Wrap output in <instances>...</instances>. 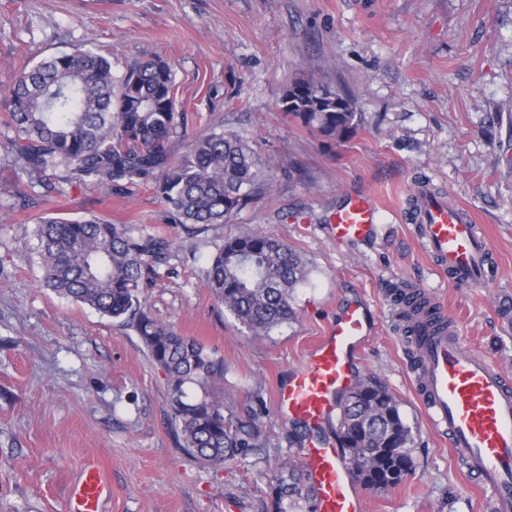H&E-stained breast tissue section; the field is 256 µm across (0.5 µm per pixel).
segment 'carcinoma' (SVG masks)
I'll list each match as a JSON object with an SVG mask.
<instances>
[{
    "label": "carcinoma",
    "mask_w": 512,
    "mask_h": 512,
    "mask_svg": "<svg viewBox=\"0 0 512 512\" xmlns=\"http://www.w3.org/2000/svg\"><path fill=\"white\" fill-rule=\"evenodd\" d=\"M172 90V69L159 57L118 80L112 62L89 50L23 67L0 85L16 131L7 143L16 175L49 191L54 180L120 189L150 178L172 223L228 222L269 189L264 164L247 140L222 130L192 140L171 161V139L185 129ZM283 104L288 118L330 142L345 141L358 126L350 95L313 78L288 87ZM36 235L45 287L136 329L165 372L172 426L192 458L220 467L263 447L257 412L241 415L224 398V356L144 310L140 288L166 262L174 240L95 217H45ZM307 274L299 252L262 233L225 240L205 271L224 308L253 336L295 319L293 295ZM334 436L351 476L367 489H393L413 472L412 430L394 395L373 377L340 399ZM266 495V512H317L307 472L293 459L281 463Z\"/></svg>",
    "instance_id": "1"
}]
</instances>
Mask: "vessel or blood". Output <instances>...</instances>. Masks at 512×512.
<instances>
[{"mask_svg": "<svg viewBox=\"0 0 512 512\" xmlns=\"http://www.w3.org/2000/svg\"><path fill=\"white\" fill-rule=\"evenodd\" d=\"M415 210L421 245L438 274L469 287L497 277L499 265L465 211L425 191L418 193ZM379 223L373 198L353 192L327 229L336 241H362L376 234ZM436 314L437 323L420 326L409 338L416 358L410 372L423 417L447 437L451 454L482 491L485 512H512V374L491 364L446 323L444 305H437ZM373 331L367 304L345 303L306 360L278 386V413L321 427L355 382L361 348ZM306 469L317 490L318 512H364L363 498L333 440L312 444ZM109 492L103 467L88 462L68 495L66 512H102Z\"/></svg>", "mask_w": 512, "mask_h": 512, "instance_id": "b4317fda", "label": "vessel or blood"}]
</instances>
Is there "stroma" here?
<instances>
[{
	"label": "stroma",
	"mask_w": 512,
	"mask_h": 512,
	"mask_svg": "<svg viewBox=\"0 0 512 512\" xmlns=\"http://www.w3.org/2000/svg\"><path fill=\"white\" fill-rule=\"evenodd\" d=\"M84 49L118 78L149 55L168 61L187 118L172 156L220 126L269 161L273 189L229 223L186 226L148 182L49 193L15 179L4 150L15 131L0 106V512H65L93 458L111 488L104 512H265L279 463L303 460L308 446L278 414L275 385L354 296L376 314L359 375L389 388L415 437L412 475L364 490L365 512H480L424 420L394 297L434 293L465 340L512 373V0H0V84L32 59ZM309 77L352 96L359 125L348 141L326 143L285 116V90ZM421 188L485 228L496 279L465 288L432 273L409 213ZM351 192L382 210L372 242L325 233ZM42 216H97L175 240L144 290L147 309L218 349L224 393L237 411L260 412L265 448L219 468L180 448L165 373L135 329L44 287ZM254 232L287 242L309 269L295 320L266 336L247 334L205 280L226 238Z\"/></svg>",
	"instance_id": "stroma-1"
}]
</instances>
